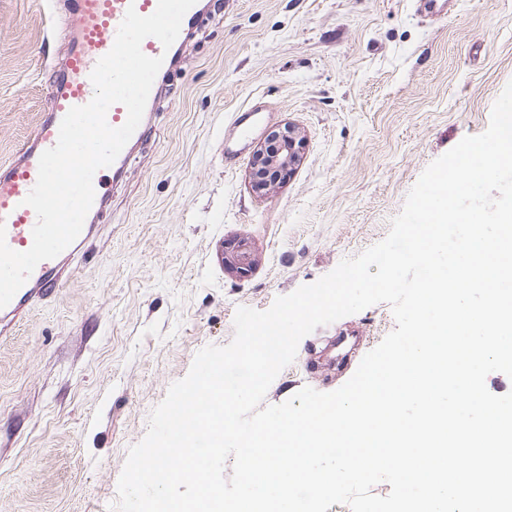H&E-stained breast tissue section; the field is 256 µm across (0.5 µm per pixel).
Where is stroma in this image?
Segmentation results:
<instances>
[{"mask_svg":"<svg viewBox=\"0 0 512 512\" xmlns=\"http://www.w3.org/2000/svg\"><path fill=\"white\" fill-rule=\"evenodd\" d=\"M46 0H0V162L50 106L63 40ZM512 81V0H206L160 81L75 276L0 341V512H110L130 448L196 354L381 242L423 171L483 133ZM264 110L233 162L235 112ZM300 162L260 194L250 160L284 124ZM245 244L249 269L229 260ZM396 327L381 302L317 328L262 403L330 392Z\"/></svg>","mask_w":512,"mask_h":512,"instance_id":"obj_1","label":"stroma"}]
</instances>
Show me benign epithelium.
<instances>
[{
    "label": "benign epithelium",
    "mask_w": 512,
    "mask_h": 512,
    "mask_svg": "<svg viewBox=\"0 0 512 512\" xmlns=\"http://www.w3.org/2000/svg\"><path fill=\"white\" fill-rule=\"evenodd\" d=\"M297 129L288 124L279 134L267 136L253 153L251 160L253 188L263 192L289 178L300 161Z\"/></svg>",
    "instance_id": "1"
}]
</instances>
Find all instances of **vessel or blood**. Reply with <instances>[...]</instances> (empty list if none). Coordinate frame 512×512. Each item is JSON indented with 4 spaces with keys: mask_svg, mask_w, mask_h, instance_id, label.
Segmentation results:
<instances>
[{
    "mask_svg": "<svg viewBox=\"0 0 512 512\" xmlns=\"http://www.w3.org/2000/svg\"><path fill=\"white\" fill-rule=\"evenodd\" d=\"M157 5L158 0H61L60 7L49 13L51 30L60 33L66 44L64 58L53 70L51 106L49 111L39 114L31 134L11 160L0 163V223L5 226V240L12 250L24 252L33 243L37 215L24 200L37 182L41 154L56 145L60 124L67 112L72 107L86 105L93 98L90 74L97 61L111 50L128 8L147 16ZM141 50L147 56L162 57L160 71L164 74L178 59V46L163 48L154 37L145 38ZM150 122V116H143L116 160L95 173L92 215L106 205L110 181L120 179L133 150L144 141ZM95 233L92 220L85 221L79 236L64 251L35 267L10 303L0 308L1 340L12 336L15 327L32 310L54 296L75 274L70 260L87 247Z\"/></svg>",
    "mask_w": 512,
    "mask_h": 512,
    "instance_id": "obj_1",
    "label": "vessel or blood"
}]
</instances>
